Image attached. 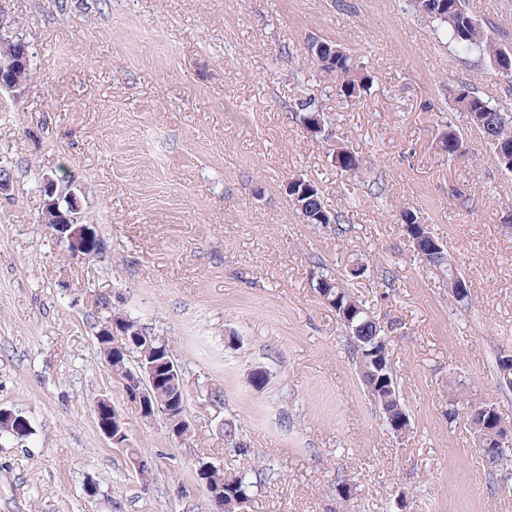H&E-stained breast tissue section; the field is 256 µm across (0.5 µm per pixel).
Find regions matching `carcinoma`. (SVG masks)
<instances>
[{
  "instance_id": "carcinoma-1",
  "label": "carcinoma",
  "mask_w": 512,
  "mask_h": 512,
  "mask_svg": "<svg viewBox=\"0 0 512 512\" xmlns=\"http://www.w3.org/2000/svg\"><path fill=\"white\" fill-rule=\"evenodd\" d=\"M411 10L432 23L435 31L459 51L478 53L488 70L512 71V52L499 44L491 35L490 28L470 12L467 0H413ZM319 43L323 46L322 63L318 64L319 76L335 84L339 97L353 102L370 91L374 77L357 64L344 47L337 42L322 39ZM448 105L462 114L470 127L482 134L497 165L512 173V113L492 106L481 91L466 82L448 85ZM288 109L295 113L296 119L304 127L308 126L312 116L326 123L315 103L310 100L298 99ZM438 147L450 160L467 155V146L460 132L451 126L439 135ZM332 165L342 173H351L358 168L359 159L349 147L342 146L336 151V160L332 161ZM305 183L309 186V193L304 198L303 220L309 224H319L326 218L334 221L336 233L346 232L344 213L328 208L315 182L307 179ZM424 264L448 276L450 280L460 277L444 250L428 254ZM320 277L322 281L314 285V288L329 301L328 307L336 312V317L344 326L350 355L369 398L374 400L381 411L386 404L393 409L404 408L390 365L387 334L379 320L363 301L350 293L344 280L327 270L321 271ZM135 329L140 336V343L132 346L128 353L112 357V376L122 382L140 368L145 369L151 364H170L168 371L175 372V377L162 376L150 386L155 402L163 409L175 392H183L182 374L174 371L177 362L165 342L139 325ZM207 478L213 487L224 488L226 495L231 492L248 494L250 483L244 475L234 477L214 465L207 473Z\"/></svg>"
}]
</instances>
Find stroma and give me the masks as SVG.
<instances>
[{
	"mask_svg": "<svg viewBox=\"0 0 512 512\" xmlns=\"http://www.w3.org/2000/svg\"><path fill=\"white\" fill-rule=\"evenodd\" d=\"M346 2L0 0L36 68L0 110V167L13 178L0 197V408L30 426L21 439L0 432V512H208L201 458L246 474L247 512H512V463L488 469L466 419L474 402L512 420L496 373L512 349V224L501 221L512 174L445 89L472 84L512 113V75L440 43L407 0ZM469 7L512 47V0ZM311 37L373 72L370 93L348 103L320 81ZM298 98L358 155L355 173L289 118ZM443 120L470 159L440 154ZM46 174L73 180L99 254L71 256L42 223ZM299 176L347 211L349 232L302 221L284 190ZM405 209L443 242L468 300L417 259ZM321 264L365 265L351 292L380 322L401 321L390 359L408 437L364 392L345 329L312 286ZM119 311L168 344L184 439L164 417L140 419L100 354L95 333ZM100 398L148 481L98 429Z\"/></svg>",
	"mask_w": 512,
	"mask_h": 512,
	"instance_id": "35a3bbf8",
	"label": "stroma"
}]
</instances>
